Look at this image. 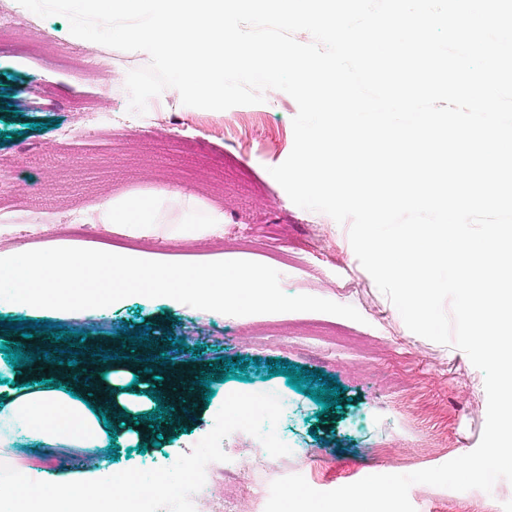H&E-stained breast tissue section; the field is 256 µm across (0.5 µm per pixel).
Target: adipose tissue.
<instances>
[{
  "mask_svg": "<svg viewBox=\"0 0 512 512\" xmlns=\"http://www.w3.org/2000/svg\"><path fill=\"white\" fill-rule=\"evenodd\" d=\"M106 226H122L132 236L158 228L159 201L150 196L109 199L102 205ZM22 385L0 390V447L18 442L49 448L62 456L97 459L96 468L48 472L13 465L0 478V512H161L186 494L185 476L193 461L176 460L169 475L129 476L114 473L99 460L112 443L103 415L112 410L137 414L157 400H169L171 389L157 381L153 395H130L123 388L129 370L107 368L103 382L88 384L82 367L51 363L49 373L24 363ZM61 377V388L46 383L47 374Z\"/></svg>",
  "mask_w": 512,
  "mask_h": 512,
  "instance_id": "ef3b65f1",
  "label": "adipose tissue"
}]
</instances>
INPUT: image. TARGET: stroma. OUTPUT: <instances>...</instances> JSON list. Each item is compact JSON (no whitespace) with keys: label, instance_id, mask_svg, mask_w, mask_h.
Wrapping results in <instances>:
<instances>
[{"label":"stroma","instance_id":"1","mask_svg":"<svg viewBox=\"0 0 512 512\" xmlns=\"http://www.w3.org/2000/svg\"><path fill=\"white\" fill-rule=\"evenodd\" d=\"M79 49L88 60L109 57L110 75L93 83L80 70L45 68L19 52L0 51V212H11L20 227L42 225L38 237L27 239L29 249L63 241L197 263L219 256L258 262L280 273L285 293L351 305L362 316L358 322L308 311L234 317L139 295L79 312L0 306V318L24 315L86 331L81 347L88 355L105 349L143 360L164 352L167 370L190 373L212 372L223 357L261 359L244 379L198 387L193 408L164 431L160 446L142 453L120 442L113 471L165 472L177 459L198 457L216 474L209 512H264L271 482L287 475L330 491L372 474L436 467L475 449L487 413L483 373L462 350L410 331L358 261L348 224L296 206L271 176L293 148L295 100L269 90L262 103L216 111L156 96L145 114H133L126 76L144 60L97 43L83 42ZM84 95L91 96L97 121L82 127L77 141L65 142L74 103ZM160 110L171 118L164 132L156 129ZM182 193L194 197L197 219L210 208L223 211V235L191 245L162 231L133 238L104 229L105 199L158 197L162 222L174 224L182 216ZM65 208L77 213V223L53 224ZM142 325L150 328L148 342L122 341L120 330ZM179 339L187 351L176 347ZM272 358L326 374L344 387L342 405L321 411L286 377L269 376ZM209 389L215 395L208 401ZM228 394L277 402L269 428L288 438L286 458H253L225 475V457L238 452L236 439L223 432ZM409 407L419 410V418L406 415ZM437 437L447 438V447L423 451V442ZM451 495L463 508L476 501L480 512H512V482L503 479L489 493L452 494L426 484L409 490L416 512H440V501Z\"/></svg>","mask_w":512,"mask_h":512}]
</instances>
